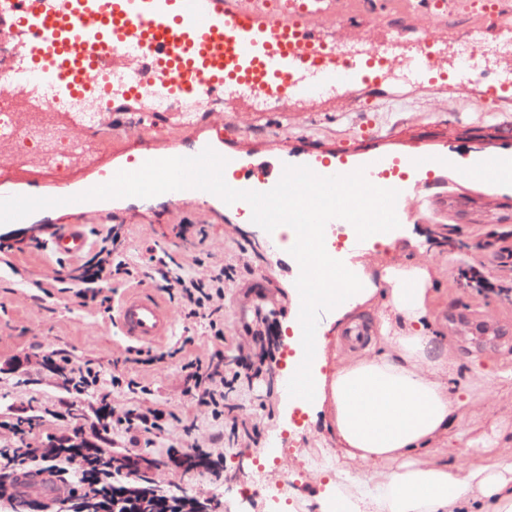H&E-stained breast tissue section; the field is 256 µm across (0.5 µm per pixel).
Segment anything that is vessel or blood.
<instances>
[{
	"mask_svg": "<svg viewBox=\"0 0 512 512\" xmlns=\"http://www.w3.org/2000/svg\"><path fill=\"white\" fill-rule=\"evenodd\" d=\"M464 53L486 49L508 24L497 0H472ZM407 11L378 25L350 12L345 0H0V71L28 112H52L70 126L79 100L104 98L110 112L179 115L194 122L206 94L213 111L235 117L325 104L345 88L358 103L392 96L396 68L413 71L419 88L476 85L507 102L512 84L471 74L451 60L440 31L417 34ZM88 246L74 225L53 235L50 250L73 259ZM129 341L152 345L168 336L167 306L147 292L129 294L114 317ZM17 493L43 502L62 495L53 483L18 475Z\"/></svg>",
	"mask_w": 512,
	"mask_h": 512,
	"instance_id": "b4317fda",
	"label": "vessel or blood"
}]
</instances>
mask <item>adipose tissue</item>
Wrapping results in <instances>:
<instances>
[{
	"label": "adipose tissue",
	"instance_id": "1",
	"mask_svg": "<svg viewBox=\"0 0 512 512\" xmlns=\"http://www.w3.org/2000/svg\"><path fill=\"white\" fill-rule=\"evenodd\" d=\"M295 283L304 305L331 309L345 329L358 306L383 294L378 314L380 350L340 357L328 374L306 373L310 400L327 409L337 444L365 474L346 486L333 512H512V438L492 465L429 461L452 444L460 394L449 385L457 372L432 331L430 266L417 257L378 272L335 269L318 250L297 254Z\"/></svg>",
	"mask_w": 512,
	"mask_h": 512
}]
</instances>
